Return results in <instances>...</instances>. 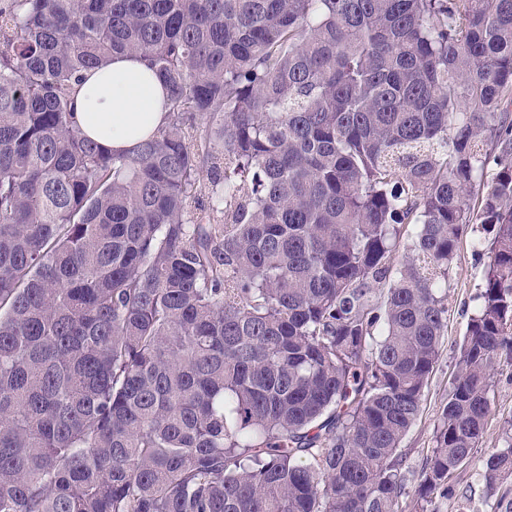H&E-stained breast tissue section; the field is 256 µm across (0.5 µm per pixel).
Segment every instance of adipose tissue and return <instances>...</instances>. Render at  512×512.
<instances>
[{
    "instance_id": "ef3b65f1",
    "label": "adipose tissue",
    "mask_w": 512,
    "mask_h": 512,
    "mask_svg": "<svg viewBox=\"0 0 512 512\" xmlns=\"http://www.w3.org/2000/svg\"><path fill=\"white\" fill-rule=\"evenodd\" d=\"M166 89L139 60L114 57L108 69L86 73L74 92L81 133L115 152L133 147L166 121Z\"/></svg>"
}]
</instances>
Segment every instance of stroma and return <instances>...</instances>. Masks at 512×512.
Listing matches in <instances>:
<instances>
[{
	"instance_id": "stroma-1",
	"label": "stroma",
	"mask_w": 512,
	"mask_h": 512,
	"mask_svg": "<svg viewBox=\"0 0 512 512\" xmlns=\"http://www.w3.org/2000/svg\"><path fill=\"white\" fill-rule=\"evenodd\" d=\"M476 232L462 237L448 272V324L440 357L425 391L419 416L404 438L400 451L405 458V483L409 490L403 498L404 512H416L415 490L418 476L434 446L435 426L452 388L455 363L469 319L475 312L476 295L483 284L488 264V247H476ZM492 406L483 439L469 463L457 471L452 494L440 499V512H455L468 502L473 512H512V475L504 477L494 497H486L482 478L483 463L490 448L497 446L505 418L512 416V375L498 374L492 380Z\"/></svg>"
}]
</instances>
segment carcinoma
Masks as SVG:
<instances>
[{"instance_id":"cac0c4a2","label":"carcinoma","mask_w":512,"mask_h":512,"mask_svg":"<svg viewBox=\"0 0 512 512\" xmlns=\"http://www.w3.org/2000/svg\"><path fill=\"white\" fill-rule=\"evenodd\" d=\"M122 54L168 116L111 152ZM474 225L425 512L512 371V0H0V512H399ZM81 133L114 152L133 147L166 121V89L139 60L116 56L108 69L86 73L74 92ZM477 238L482 240L480 248L475 246ZM489 249L488 236L469 228L459 243L448 272V288H444L448 295V324L440 357L425 390L419 416L400 448L406 460L405 483L410 491L409 496L402 500L404 512H419L414 490L421 469L434 447L435 426L452 388L455 363L467 323L475 313L477 301L474 298L483 284Z\"/></svg>"}]
</instances>
